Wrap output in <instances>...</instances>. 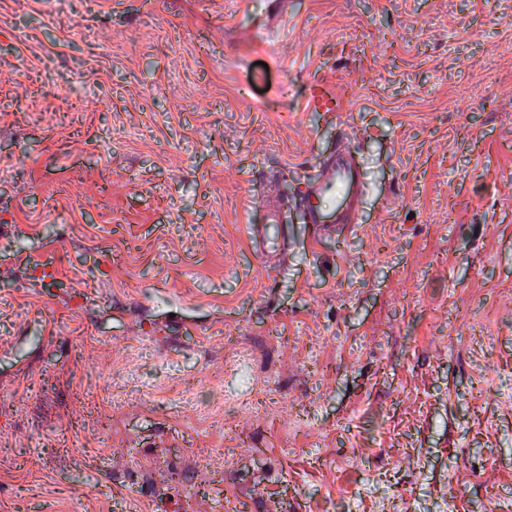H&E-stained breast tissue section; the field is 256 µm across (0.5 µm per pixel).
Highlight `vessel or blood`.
I'll return each instance as SVG.
<instances>
[{"mask_svg":"<svg viewBox=\"0 0 512 512\" xmlns=\"http://www.w3.org/2000/svg\"><path fill=\"white\" fill-rule=\"evenodd\" d=\"M305 109L309 112H337L341 109V100L328 86L316 81L310 86ZM364 193L361 167L347 146H339L335 153L320 162L317 176L309 180L299 201L304 220L311 224L314 237L358 223ZM280 217V208L272 207L266 224H253L248 228L252 243L260 245L266 260L273 264L287 248L286 242L275 245L270 242L273 226L279 223Z\"/></svg>","mask_w":512,"mask_h":512,"instance_id":"vessel-or-blood-1","label":"vessel or blood"}]
</instances>
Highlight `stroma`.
Masks as SVG:
<instances>
[{
    "mask_svg": "<svg viewBox=\"0 0 512 512\" xmlns=\"http://www.w3.org/2000/svg\"><path fill=\"white\" fill-rule=\"evenodd\" d=\"M119 506L512 512V0H0V512ZM341 100L328 86L321 82H313L305 101L308 112H340ZM344 139L336 153L319 163L317 176L308 181L305 194L299 200L306 224H312L314 238L320 239L336 227L359 224L365 193L364 175ZM280 198H278L275 195H266L262 198V201L264 202H272V205H270L271 211L267 214L268 215V222L263 225H255L251 224L248 226V234L249 238L251 239L252 243H254L256 246L261 244L262 248L261 251L264 254L266 261L276 264L279 260V256L285 252L287 249V241L285 240V237H282L281 241L275 246L270 247V238H272V230L273 226L271 224H278L280 222L281 217V211L283 208H279L277 205L274 204L273 201H278Z\"/></svg>",
    "mask_w": 512,
    "mask_h": 512,
    "instance_id": "35a3bbf8",
    "label": "stroma"
}]
</instances>
